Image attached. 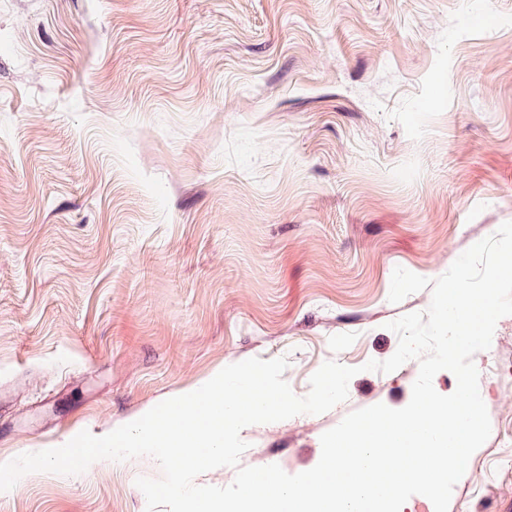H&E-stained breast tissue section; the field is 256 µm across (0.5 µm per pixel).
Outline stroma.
Segmentation results:
<instances>
[{
	"label": "stroma",
	"mask_w": 512,
	"mask_h": 512,
	"mask_svg": "<svg viewBox=\"0 0 512 512\" xmlns=\"http://www.w3.org/2000/svg\"><path fill=\"white\" fill-rule=\"evenodd\" d=\"M512 221V0H0V463L106 435L224 367L325 362L346 401L245 427L297 474L405 407L401 267L434 280ZM449 512H512V390ZM149 456L25 475L0 512H146Z\"/></svg>",
	"instance_id": "obj_1"
}]
</instances>
